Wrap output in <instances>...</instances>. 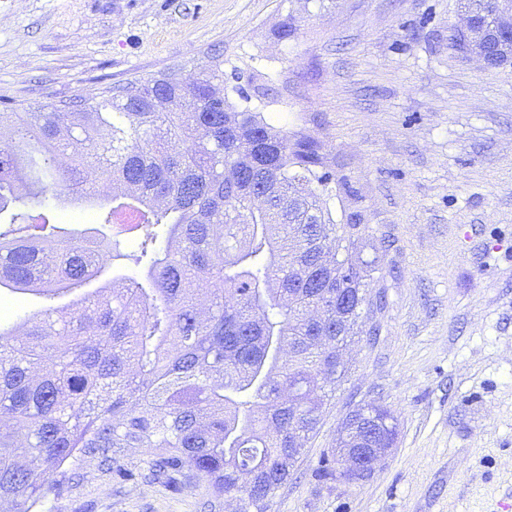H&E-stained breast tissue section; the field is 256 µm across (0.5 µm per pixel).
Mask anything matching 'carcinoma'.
<instances>
[{
  "label": "carcinoma",
  "mask_w": 512,
  "mask_h": 512,
  "mask_svg": "<svg viewBox=\"0 0 512 512\" xmlns=\"http://www.w3.org/2000/svg\"><path fill=\"white\" fill-rule=\"evenodd\" d=\"M477 25L452 35L481 54L512 26L501 0H463ZM300 30L289 14L278 27ZM61 106L0 112V288L49 298L91 281L75 307L0 329V499L33 512L50 473L110 448H159L153 479L193 471L238 512H268L289 465L317 433L345 373L336 350L379 330L384 305L360 253L365 216L336 155L309 127L277 126L229 101L218 54ZM70 203L103 224L134 216L142 274L109 277L117 239L57 237L48 214ZM345 306L323 316L312 307ZM396 442L392 412L363 402ZM347 433L320 456L336 479Z\"/></svg>",
  "instance_id": "carcinoma-1"
}]
</instances>
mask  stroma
<instances>
[{"label": "stroma", "mask_w": 512, "mask_h": 512, "mask_svg": "<svg viewBox=\"0 0 512 512\" xmlns=\"http://www.w3.org/2000/svg\"><path fill=\"white\" fill-rule=\"evenodd\" d=\"M301 19L295 39L276 26ZM460 0H0V106L57 104L224 55L252 110L317 120L366 218L385 305L269 512H512V65L454 50ZM398 439L366 482H321L352 404ZM39 512H204L205 480L50 476Z\"/></svg>", "instance_id": "stroma-1"}]
</instances>
